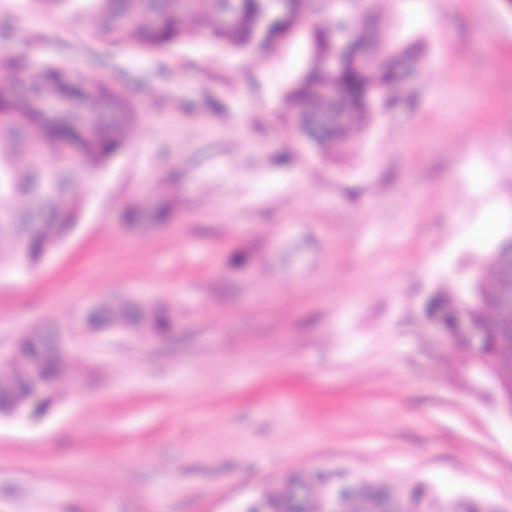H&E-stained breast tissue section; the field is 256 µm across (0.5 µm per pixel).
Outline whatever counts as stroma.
<instances>
[{"mask_svg":"<svg viewBox=\"0 0 512 512\" xmlns=\"http://www.w3.org/2000/svg\"><path fill=\"white\" fill-rule=\"evenodd\" d=\"M375 28L423 47L401 102L330 165L284 101L303 40L112 47L0 0V50L113 77L141 113L79 186L68 238L0 274V352L101 303L176 322L153 341L78 338L50 411L0 418V512H235L336 462L512 504L499 392L425 315L512 238V7L377 0ZM160 199L165 223H128Z\"/></svg>","mask_w":512,"mask_h":512,"instance_id":"35a3bbf8","label":"stroma"}]
</instances>
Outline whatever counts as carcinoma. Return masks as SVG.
I'll return each mask as SVG.
<instances>
[{"mask_svg": "<svg viewBox=\"0 0 512 512\" xmlns=\"http://www.w3.org/2000/svg\"><path fill=\"white\" fill-rule=\"evenodd\" d=\"M43 13L69 24H85L91 36L114 47L169 49L187 35L238 51L269 50L298 36L305 39L307 63L288 87L285 102L302 137L322 159L334 163L349 134L364 126L371 113L388 111L404 78L401 65L417 55L420 42L381 43L370 27L372 0H343L351 22L336 18L335 0H29ZM47 101L76 104L48 108ZM139 113L133 93L111 79L87 80L80 73L49 64L36 75L5 51L0 52V271L29 267L66 239L78 223L82 198L76 187L89 173L105 167L127 146L129 128ZM489 265L494 284L481 276L468 284L484 289L487 313L467 320L462 298L438 295L427 316L462 335L463 323L481 337L478 350L496 364L499 391L512 396V367L492 352L495 336L512 333L498 313L512 298V259L501 251ZM91 323L98 330L131 331L140 336H168L176 322L163 307L129 302L115 311L101 304L77 315L68 329ZM51 332L23 336L20 356L0 368V383L33 393L31 410L44 413L55 400V386L67 350L54 348ZM324 482L309 470L289 472L272 490L260 491L266 512H319ZM342 512H501L487 499L458 495L442 499L426 480L396 485L365 477L356 489L342 491Z\"/></svg>", "mask_w": 512, "mask_h": 512, "instance_id": "1", "label": "carcinoma"}]
</instances>
